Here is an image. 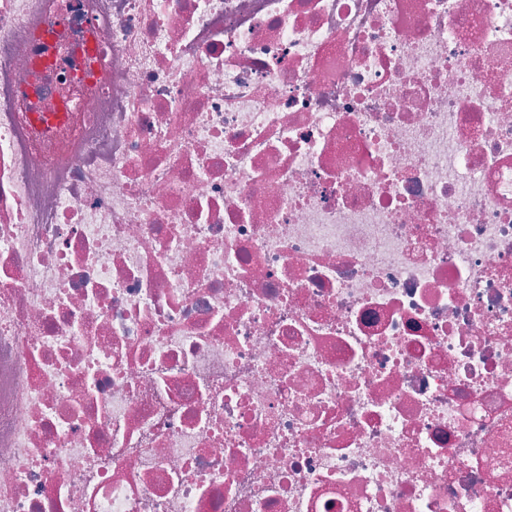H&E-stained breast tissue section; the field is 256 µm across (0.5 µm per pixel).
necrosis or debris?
<instances>
[{"label": "necrosis or debris", "instance_id": "obj_1", "mask_svg": "<svg viewBox=\"0 0 512 512\" xmlns=\"http://www.w3.org/2000/svg\"><path fill=\"white\" fill-rule=\"evenodd\" d=\"M0 512H512V0H0Z\"/></svg>", "mask_w": 512, "mask_h": 512}]
</instances>
